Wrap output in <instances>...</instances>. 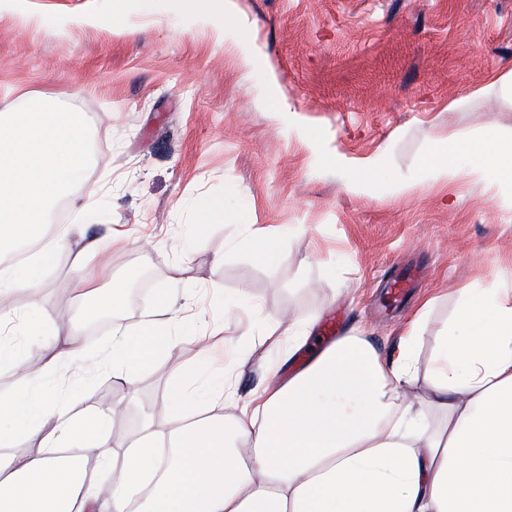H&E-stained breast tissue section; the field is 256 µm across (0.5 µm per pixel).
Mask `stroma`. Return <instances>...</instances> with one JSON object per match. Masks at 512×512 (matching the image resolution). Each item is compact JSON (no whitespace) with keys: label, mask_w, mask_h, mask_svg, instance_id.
I'll return each instance as SVG.
<instances>
[{"label":"stroma","mask_w":512,"mask_h":512,"mask_svg":"<svg viewBox=\"0 0 512 512\" xmlns=\"http://www.w3.org/2000/svg\"><path fill=\"white\" fill-rule=\"evenodd\" d=\"M116 7L0 0V112L46 96L81 113L94 171L43 228L63 241L37 292L10 294L18 349L40 366L50 356L38 324L24 318L31 299L55 328L61 314H80L78 274L97 289L129 283L114 322L79 325L86 359L50 379L58 406L121 404L107 430L119 453L174 427L179 413L195 423L224 414L220 402L182 408L169 394L177 367L203 359L218 374L242 355L243 395L271 369L295 373L288 339L270 335L269 321L313 322L299 349L308 359L331 316L387 354L427 302L411 389L421 394L463 289H512V190L471 178L464 157L446 179L424 166L435 139L512 131V96L492 88L512 72V0H233L253 65L225 41L223 12L202 22L192 0H123L117 33L108 22ZM280 101L288 111H276ZM376 160L380 179L347 193L346 182ZM397 179L416 187L391 195ZM214 201L243 211V223L196 234L195 208ZM258 229L273 240L275 261L255 256ZM95 238L102 254L84 253ZM405 263L418 270L415 286L388 302ZM161 292L184 319L176 362H156L130 390L104 369L85 379L113 330L150 318ZM232 299L238 307L222 310Z\"/></svg>","instance_id":"1"}]
</instances>
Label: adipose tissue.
<instances>
[{"instance_id": "adipose-tissue-1", "label": "adipose tissue", "mask_w": 512, "mask_h": 512, "mask_svg": "<svg viewBox=\"0 0 512 512\" xmlns=\"http://www.w3.org/2000/svg\"><path fill=\"white\" fill-rule=\"evenodd\" d=\"M87 138L81 113L44 101L0 113V256L35 246L29 280L0 270V364L20 373L0 397V512H512V292L464 289L417 401L414 320L392 356L350 332L244 401L226 372L207 395L234 407L231 418L147 433L120 456L106 434L112 409L44 413L56 362L34 370L16 352L3 300L36 290L56 254L40 229L71 186L91 181ZM460 156L472 177L512 185V135L440 139L425 164L444 176ZM173 307L159 295L154 318L114 333L98 367L135 385L174 344ZM230 434L240 447H226ZM21 440L36 450L16 453ZM88 458L106 483L86 479Z\"/></svg>"}]
</instances>
